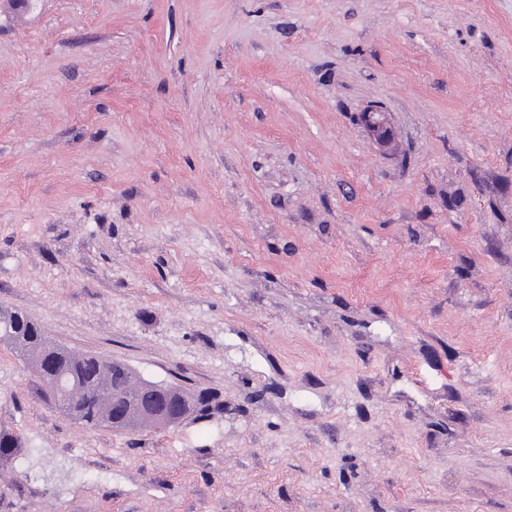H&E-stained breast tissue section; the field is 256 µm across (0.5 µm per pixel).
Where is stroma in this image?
<instances>
[{
  "mask_svg": "<svg viewBox=\"0 0 512 512\" xmlns=\"http://www.w3.org/2000/svg\"><path fill=\"white\" fill-rule=\"evenodd\" d=\"M1 307L212 410L0 344V512H512V0L0 9ZM363 119L378 144L389 148L392 143V134L386 113L373 108L365 112ZM23 317V320L19 318ZM0 343L8 345L18 356L28 360L42 359L56 353L45 367L47 374L66 371L71 379L78 383L73 394L75 402L67 407L58 405L69 417L89 427L104 426L114 432H125L153 424V421L141 414H151L160 426L172 420H182L192 414V409L183 399H174L173 391L162 385L148 386L153 393L152 401L147 406L149 391L145 389L148 380L141 378L126 364L112 360L109 367L102 365L99 357L89 354H76L71 350L55 345L43 327L28 315L4 309L0 311ZM109 398L108 396H111ZM122 397V405L129 410V421L113 427L126 419L124 411H113V399ZM143 406V407H141ZM140 407L142 410H140ZM113 419V420H112ZM21 439L13 431L0 428V462L13 461L22 451Z\"/></svg>",
  "mask_w": 512,
  "mask_h": 512,
  "instance_id": "35a3bbf8",
  "label": "stroma"
}]
</instances>
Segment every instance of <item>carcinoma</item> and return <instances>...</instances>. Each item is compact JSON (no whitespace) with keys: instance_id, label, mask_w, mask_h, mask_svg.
I'll list each match as a JSON object with an SVG mask.
<instances>
[{"instance_id":"1","label":"carcinoma","mask_w":512,"mask_h":512,"mask_svg":"<svg viewBox=\"0 0 512 512\" xmlns=\"http://www.w3.org/2000/svg\"><path fill=\"white\" fill-rule=\"evenodd\" d=\"M0 343L28 360L41 359L54 352L43 327L28 315L11 309L0 311ZM54 353L56 356L44 367L45 372L66 371L78 383L73 394L75 402L63 408L69 417L86 426H104L114 432L152 423L140 410L150 396L145 389L148 380L129 366L115 361L107 367L94 355L76 354L60 346ZM116 396L122 397V405L129 410V421L117 427L112 425L113 398ZM21 451L20 437L7 428H0V462L14 460Z\"/></svg>"}]
</instances>
